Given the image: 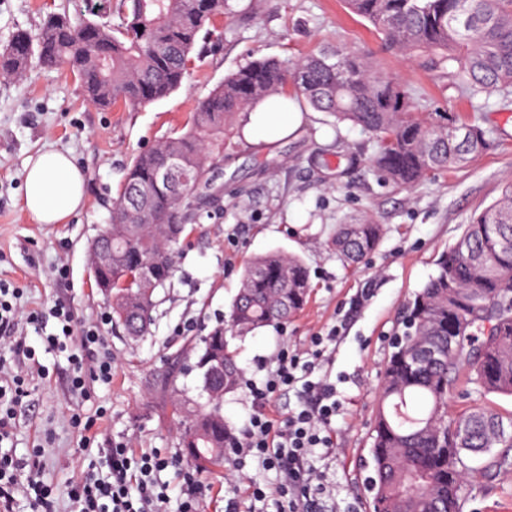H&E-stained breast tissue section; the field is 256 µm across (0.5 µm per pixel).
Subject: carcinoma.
<instances>
[{"label":"carcinoma","instance_id":"carcinoma-1","mask_svg":"<svg viewBox=\"0 0 512 512\" xmlns=\"http://www.w3.org/2000/svg\"><path fill=\"white\" fill-rule=\"evenodd\" d=\"M384 43L406 57L425 56L435 68L452 67L449 83L473 100L512 91V0H344ZM226 0H120L116 22L61 14L47 17L32 35L19 31L0 49V76L20 78L32 58L63 67L86 98L109 110L142 107L180 88L194 62L199 32L224 17ZM287 95L349 122L376 142L375 168L389 184L410 188L467 163L493 143L482 112L463 119L437 109L421 111L408 89L369 53L338 48L297 58L289 65L256 58L199 100L189 121L139 154L127 169L112 220V267L99 280L112 287V321L127 335L144 334L156 307L149 276L162 287L175 272L186 227L202 217L213 190L211 165L224 151L234 116L273 95ZM382 227L361 216L336 226L332 247L346 263L375 250ZM436 270L408 303L401 341L392 345L378 389L371 475L373 512H460L470 472L466 448H501L497 465L512 460V417L475 408L454 417L449 403L474 384L512 396V180L500 196L465 225L442 252ZM309 270L294 254L260 255L244 267L229 315L244 336L288 320L306 303ZM195 364L201 377L226 393L241 371L229 350L224 324L201 337ZM437 353L417 361L423 347ZM185 404L179 440L183 461L209 471L224 461L229 430L218 401L180 394Z\"/></svg>","mask_w":512,"mask_h":512}]
</instances>
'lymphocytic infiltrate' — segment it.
Masks as SVG:
<instances>
[{
  "mask_svg": "<svg viewBox=\"0 0 512 512\" xmlns=\"http://www.w3.org/2000/svg\"><path fill=\"white\" fill-rule=\"evenodd\" d=\"M50 316L61 326L60 335L43 338L44 349L58 348L62 339H74L79 351L73 354L71 389L83 400H90L88 378L107 383L112 379V356L101 352L100 326L76 327L68 307L57 305ZM335 333L315 336L307 349L283 347L274 357V366L263 378L248 379L246 388L252 399L247 428L242 440L234 444L238 466L254 461L276 473L271 483H250L245 500L229 499L224 512H263L262 505L274 501L277 512H327L329 483L312 464L314 456L328 458L334 448L329 430L336 418V387L314 379ZM97 351L95 370L86 374L83 355ZM296 389L304 398L289 410L281 423H273L270 408L286 390ZM27 374L0 361V443L9 439L16 408L26 396ZM42 449H33L21 459L0 450V512H14V494L19 484H27L32 512H55L56 492L42 479ZM171 458L158 454L136 456L126 444L113 443L105 454L106 472L88 471L69 486L67 496L75 512H164L168 492L156 479L157 472L170 466Z\"/></svg>",
  "mask_w": 512,
  "mask_h": 512,
  "instance_id": "obj_1",
  "label": "lymphocytic infiltrate"
}]
</instances>
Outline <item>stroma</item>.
Segmentation results:
<instances>
[{
	"mask_svg": "<svg viewBox=\"0 0 512 512\" xmlns=\"http://www.w3.org/2000/svg\"><path fill=\"white\" fill-rule=\"evenodd\" d=\"M50 12L76 17L87 9L83 0H0V47L17 31L37 33ZM219 29L220 38L199 40L201 57L182 87L142 108L100 110L62 69L35 64L21 79L0 78V281L19 289L22 311L60 303L80 326L108 312L92 278L89 244L108 223L128 165L184 125L199 99L253 58L289 60L339 44L369 50L421 105L469 110L446 74L385 47L342 0H228ZM486 125L497 147L410 189L381 183L372 138L348 124L332 127L325 113L304 110L300 129L272 144L248 143L242 129H234L212 170L224 193L206 201L202 218L188 226V246L171 284L156 291L159 305L147 333L132 339L115 324L105 325L112 381L95 384V397L86 402L69 389L67 350L39 351L41 366L30 373L29 395L17 410V456L44 447L43 479L60 489L114 441L139 454L157 449L179 456L178 419L162 389L163 374L183 360L193 337L228 320L242 267L252 256L289 252L310 270L306 306L287 323L231 339L230 348L251 377L280 347L306 348L311 336L339 327L316 370L335 383L339 403L331 430L335 453L318 467L334 487L330 512H369L364 478L391 338L407 302L434 273L437 256L512 178V106L489 104ZM45 148L70 153L85 173L86 204L65 224L33 223L21 205L25 161ZM353 215L382 224L384 235L374 252L348 265L330 240L337 224ZM61 266L67 278H57ZM366 288L372 295L364 301ZM77 407L90 415L99 407L107 411L87 447L68 423ZM472 466L461 512H512V465L493 467L485 455ZM274 477L255 462L240 468L225 457L222 468L201 475L203 512H224L226 499L243 497L249 480Z\"/></svg>",
	"mask_w": 512,
	"mask_h": 512,
	"instance_id": "35a3bbf8",
	"label": "stroma"
}]
</instances>
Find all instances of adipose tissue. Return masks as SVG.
<instances>
[{"label": "adipose tissue", "mask_w": 512, "mask_h": 512, "mask_svg": "<svg viewBox=\"0 0 512 512\" xmlns=\"http://www.w3.org/2000/svg\"><path fill=\"white\" fill-rule=\"evenodd\" d=\"M302 112L289 98L278 95L255 106L244 128L246 141L273 143L293 134ZM23 208L38 224H63L86 201V178L66 152L45 150L25 162Z\"/></svg>", "instance_id": "adipose-tissue-1"}]
</instances>
